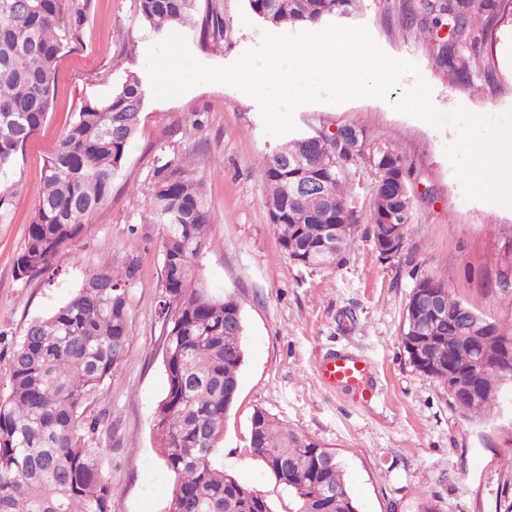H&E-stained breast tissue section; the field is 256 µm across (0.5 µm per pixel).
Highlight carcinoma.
Listing matches in <instances>:
<instances>
[{
    "label": "carcinoma",
    "instance_id": "cac0c4a2",
    "mask_svg": "<svg viewBox=\"0 0 512 512\" xmlns=\"http://www.w3.org/2000/svg\"><path fill=\"white\" fill-rule=\"evenodd\" d=\"M266 28L309 30L352 18L363 0H245ZM152 35L181 28L202 46L231 33L221 0H136ZM505 0H420L402 25L434 35L433 55L462 83L472 82L476 57L463 54L477 31L487 32ZM83 9L74 0H0V221L8 219L15 185L8 182L19 151L48 118L57 66L78 40ZM448 30V35L439 32ZM144 74L128 71L101 99L87 102L44 163V190L35 202L17 279L51 269L71 253L90 216L112 195L149 103ZM373 155L330 129L289 140L266 159L269 220L283 253L305 268H334L360 222L353 195L356 176H374L369 223L374 246L384 245L391 219L411 223L412 169L398 149L370 140ZM319 183L299 192L303 179ZM151 224L164 228L166 392L152 430L172 479L165 512H274L261 491L224 471V422L239 391L244 360L241 304L219 299L197 282L199 258L209 248L213 213L201 179L175 159L163 158L148 192L138 198ZM139 266L88 272L71 297L30 321L9 358V394L0 398V512H112V484L98 444L107 413L87 415L101 386L119 369L129 340L128 288ZM414 286L440 294L448 319L420 337L405 308L402 344L413 365L455 388L454 406L471 420L496 413L497 399L475 391L512 382V361H492L512 323L486 320L487 333L473 347L462 327L474 310L452 295L450 281L411 272ZM250 455L296 503L295 512H355L356 502L336 452L319 439L257 408L250 419ZM287 466L288 471L281 470Z\"/></svg>",
    "mask_w": 512,
    "mask_h": 512
}]
</instances>
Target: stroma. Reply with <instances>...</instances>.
Masks as SVG:
<instances>
[{"instance_id": "obj_1", "label": "stroma", "mask_w": 512, "mask_h": 512, "mask_svg": "<svg viewBox=\"0 0 512 512\" xmlns=\"http://www.w3.org/2000/svg\"><path fill=\"white\" fill-rule=\"evenodd\" d=\"M233 35L229 44L186 41L208 66L236 61L261 40V27L242 0H223ZM417 0H364L359 24L395 58L418 63L443 111L475 114L512 110V22L489 29L477 46L472 84L452 81L426 34L402 27ZM79 41L62 56L51 113L19 154L11 175L18 194L0 222V398L9 392L12 347L31 320L56 308L87 272L137 259L129 290V342L120 370L100 388L90 412L108 410L101 444L112 483V512H163L171 479L152 434L166 391L164 332L158 301L164 292L162 230L147 223L133 192L147 191L158 155L195 168L214 215L212 245L200 257L199 280L216 297L238 298L245 323V359L237 401L224 423V469L262 491L275 512H293L287 492L262 462L244 451L250 418L264 408L333 447L342 459L358 512H499L512 490V383L499 393L493 420L472 422L455 408L448 388L416 369L401 343L412 268L450 280L456 298L479 314L512 322L503 283L512 284V208L465 200L444 154L455 137L396 112L403 86L385 99L315 103L297 109L298 132L346 124L394 144L414 169L413 217L399 257L382 259L371 240L372 177L354 185L361 221L344 262L333 269L295 265L283 254L269 222L262 171L285 137L266 134L257 102L224 84H202L171 100H150L138 134L112 184L56 275L23 280L14 262L42 191V167L82 105L108 94L129 71L145 70L153 41L135 0H80ZM343 352L371 363L368 393L323 384L320 356Z\"/></svg>"}]
</instances>
